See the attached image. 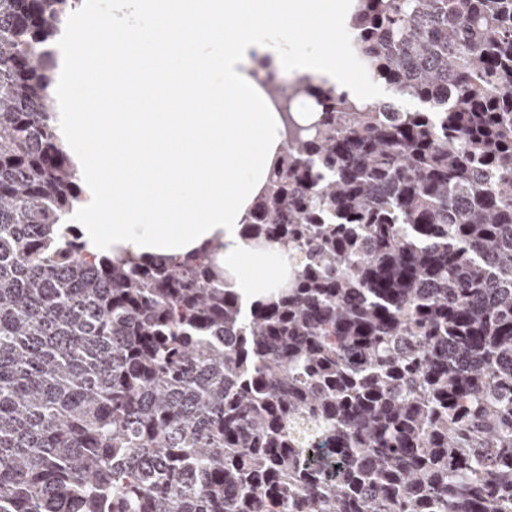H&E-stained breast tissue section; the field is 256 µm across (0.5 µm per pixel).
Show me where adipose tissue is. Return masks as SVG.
<instances>
[{
  "mask_svg": "<svg viewBox=\"0 0 512 512\" xmlns=\"http://www.w3.org/2000/svg\"><path fill=\"white\" fill-rule=\"evenodd\" d=\"M356 0H114L136 4L146 28L113 30L110 62L87 52L74 31L57 45L65 89L63 134L83 131L76 161L86 186L77 207L81 230L97 252L122 248L183 256L209 242L242 301L282 287L287 262L243 237L256 199L284 145L281 113L259 76L312 75L349 98H379L337 67L334 53L306 48L299 31L319 21L327 36L346 26ZM111 71L103 92L113 104L137 97L134 111H86L97 71ZM109 217L111 233L100 220Z\"/></svg>",
  "mask_w": 512,
  "mask_h": 512,
  "instance_id": "obj_1",
  "label": "adipose tissue"
}]
</instances>
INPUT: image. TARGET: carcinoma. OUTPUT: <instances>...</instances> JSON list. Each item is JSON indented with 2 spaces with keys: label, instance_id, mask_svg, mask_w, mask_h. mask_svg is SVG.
<instances>
[{
  "label": "carcinoma",
  "instance_id": "carcinoma-1",
  "mask_svg": "<svg viewBox=\"0 0 512 512\" xmlns=\"http://www.w3.org/2000/svg\"><path fill=\"white\" fill-rule=\"evenodd\" d=\"M78 0H0V512H512V0H358L401 100L300 78L248 241L88 252L55 126Z\"/></svg>",
  "mask_w": 512,
  "mask_h": 512
}]
</instances>
